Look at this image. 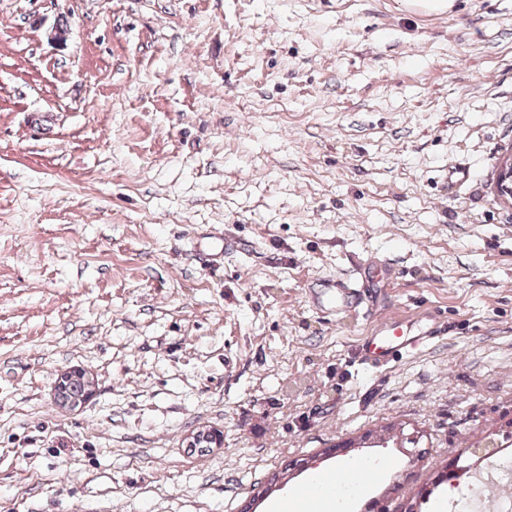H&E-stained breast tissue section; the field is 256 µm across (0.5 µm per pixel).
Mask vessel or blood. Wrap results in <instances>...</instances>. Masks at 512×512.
I'll use <instances>...</instances> for the list:
<instances>
[{
  "label": "vessel or blood",
  "instance_id": "1",
  "mask_svg": "<svg viewBox=\"0 0 512 512\" xmlns=\"http://www.w3.org/2000/svg\"><path fill=\"white\" fill-rule=\"evenodd\" d=\"M324 297L319 305L322 312L335 314L341 310L370 313L380 308L381 289L372 287L363 269L348 277L331 276L321 283ZM447 327L437 317H428L419 331H411L391 317H383L366 336L353 347V362L358 369L379 372L391 368L403 358L441 339Z\"/></svg>",
  "mask_w": 512,
  "mask_h": 512
}]
</instances>
